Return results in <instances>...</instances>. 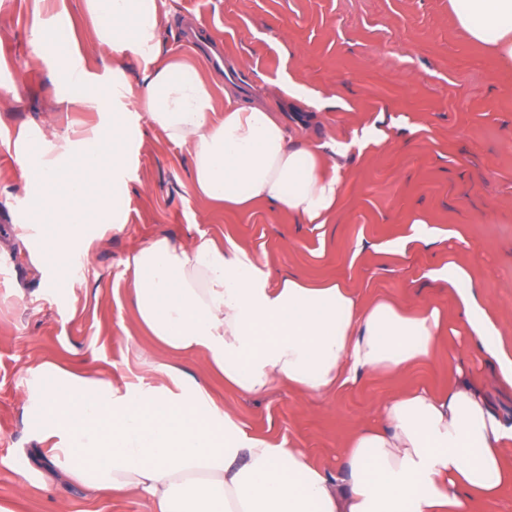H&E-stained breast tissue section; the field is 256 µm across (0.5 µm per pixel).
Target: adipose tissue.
<instances>
[{
    "mask_svg": "<svg viewBox=\"0 0 512 512\" xmlns=\"http://www.w3.org/2000/svg\"><path fill=\"white\" fill-rule=\"evenodd\" d=\"M102 45L148 59L142 108L188 150L192 189L213 208L272 203L306 224H326L342 178L321 147L294 138L280 113L217 102L215 80L190 58L161 55L155 0H85ZM457 25L512 66V0H448ZM131 301L154 346L204 352L226 388L248 395L282 383L327 396L370 374H395L428 358L445 330L435 307L363 302L335 280H271L232 237L191 246L156 238L128 257ZM448 292L476 355L512 385V353L468 266L449 262ZM165 378L115 383L48 363L30 394L41 413L46 460L98 497L131 492L156 512H493L512 483L501 450L512 420L456 366L448 390L415 386L356 427L335 470L301 448L250 433L173 363Z\"/></svg>",
    "mask_w": 512,
    "mask_h": 512,
    "instance_id": "ef3b65f1",
    "label": "adipose tissue"
}]
</instances>
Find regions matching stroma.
Returning a JSON list of instances; mask_svg holds the SVG:
<instances>
[{
	"label": "stroma",
	"mask_w": 512,
	"mask_h": 512,
	"mask_svg": "<svg viewBox=\"0 0 512 512\" xmlns=\"http://www.w3.org/2000/svg\"><path fill=\"white\" fill-rule=\"evenodd\" d=\"M162 53L192 56L202 71L284 113L300 138L323 144L342 176L331 223L305 224L274 205L215 210L192 192L186 148L141 117L144 60L99 51L85 0H0V512H153L134 495L94 498L65 478L47 480L48 445L32 424L27 383L58 363L114 380L144 374L150 348L130 302L127 257L166 237L190 244L232 235L271 280L332 279L363 300L434 306L448 328L430 356L406 371L372 374L326 397L285 384L243 396L210 373L204 353L183 368L233 409L248 430L285 448L306 449L331 470L360 422L377 418L389 396L419 384L448 389L457 363L494 407L512 413V387L454 334L461 314L438 272L470 266L512 347V70L472 43L448 0H157ZM46 27L71 41L68 60L38 39ZM95 82L125 87L120 111L133 115L129 169L119 193L124 228L100 233L83 276L50 287V272L22 228L31 188L21 155L54 153L65 139L97 126L92 105H75L67 66ZM295 84L300 98L283 88ZM375 127L384 142L366 141ZM346 143L334 153L336 142ZM436 228L414 240L416 221Z\"/></svg>",
	"instance_id": "obj_1"
}]
</instances>
